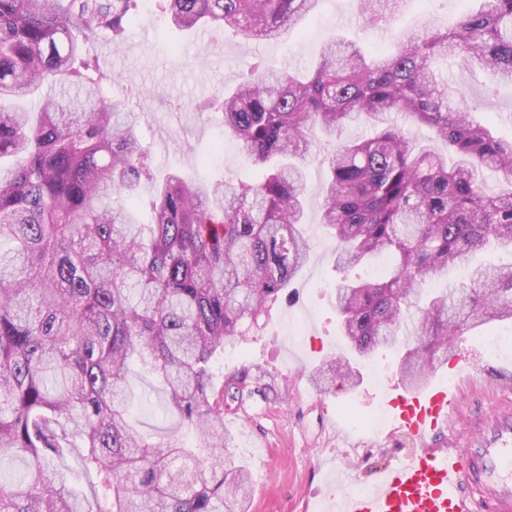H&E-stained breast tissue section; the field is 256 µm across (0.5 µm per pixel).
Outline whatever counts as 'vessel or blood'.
<instances>
[{
    "instance_id": "1",
    "label": "vessel or blood",
    "mask_w": 512,
    "mask_h": 512,
    "mask_svg": "<svg viewBox=\"0 0 512 512\" xmlns=\"http://www.w3.org/2000/svg\"><path fill=\"white\" fill-rule=\"evenodd\" d=\"M451 361L455 385L390 389L391 422L416 448L378 470L369 490L331 494V512H512V391L495 396V411L476 412L456 427L473 378L464 340Z\"/></svg>"
}]
</instances>
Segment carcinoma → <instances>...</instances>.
Instances as JSON below:
<instances>
[{
  "label": "carcinoma",
  "mask_w": 512,
  "mask_h": 512,
  "mask_svg": "<svg viewBox=\"0 0 512 512\" xmlns=\"http://www.w3.org/2000/svg\"><path fill=\"white\" fill-rule=\"evenodd\" d=\"M366 22L406 0H360ZM317 0H158L182 30L222 26L243 41L284 37ZM459 23L393 33L369 55L340 39L312 74L256 65L232 91L197 103L260 171L207 184L170 171L152 221L133 197L153 179L135 124L102 87L88 45L114 44L137 0H0V512H245L250 473L230 449L224 399L251 395L246 377L219 383L214 362L257 326L307 259L304 161L319 127L321 224L336 268L371 255L388 270L341 279L343 336L369 360L405 339L397 374L426 385L448 361L449 337L512 321V264L472 282L425 285L488 244L512 249V140L471 118L458 87L432 70L451 57L512 83V0H475ZM400 112L431 128L448 158L395 126ZM373 135L342 138L354 122ZM504 175L486 190L485 170ZM163 384L179 426L154 442L128 420L133 368ZM327 372L356 387L341 355ZM75 457L74 469L66 459Z\"/></svg>",
  "instance_id": "1"
}]
</instances>
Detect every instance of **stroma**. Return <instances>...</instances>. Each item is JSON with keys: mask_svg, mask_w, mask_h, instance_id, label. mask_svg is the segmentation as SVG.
<instances>
[{"mask_svg": "<svg viewBox=\"0 0 512 512\" xmlns=\"http://www.w3.org/2000/svg\"><path fill=\"white\" fill-rule=\"evenodd\" d=\"M466 7V0H407L390 21L369 24L359 19L358 0H318L312 15L283 40L270 43H248L219 27L193 34L156 15L130 26L121 44L102 33L89 48L113 79L108 94L132 106L156 171L176 167L191 180L231 182L257 178L258 172L243 159L237 141L225 136L219 115L195 112L198 100L234 86L257 62L304 72L317 66L330 38L338 36L370 51L382 49L389 46L391 32L427 21L450 27ZM434 67L449 85L463 90L478 121L492 124L502 139H512L511 84L490 85L482 70L462 72L447 59L437 60ZM322 155V144H315L306 162L310 251L289 298L273 305L269 316L228 347L216 366L218 378L244 374L261 386L260 392L224 411V428L252 477L248 512H309L313 498L325 490L334 459L356 455L358 465L346 470L341 486L355 492L369 486L375 470L411 449L391 423L373 430L363 426L383 409L384 389L399 381L395 350L380 352L372 365L364 366L356 388H326L316 381L322 362L346 351L333 306L337 281L366 279L387 266L378 255L347 272L337 271L336 242L320 224V188L326 179ZM295 321L303 322L307 331L299 347L283 339L285 324ZM467 347L473 358L511 362L512 323L481 326L470 333ZM129 384L143 398L131 413L132 423L155 440H166L172 420L159 406L160 383L137 371Z\"/></svg>", "mask_w": 512, "mask_h": 512, "instance_id": "1", "label": "stroma"}]
</instances>
